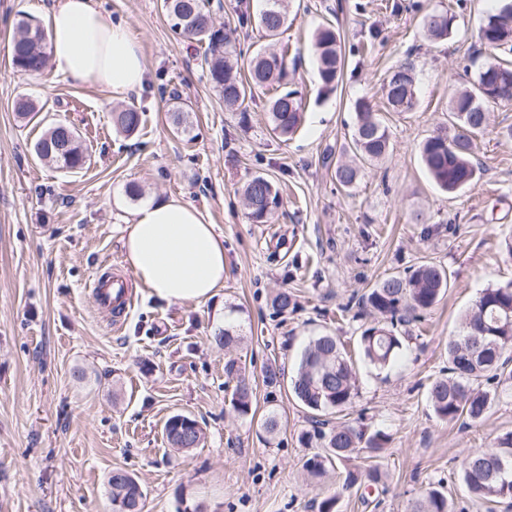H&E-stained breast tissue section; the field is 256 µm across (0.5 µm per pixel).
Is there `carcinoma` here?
<instances>
[{
	"mask_svg": "<svg viewBox=\"0 0 512 512\" xmlns=\"http://www.w3.org/2000/svg\"><path fill=\"white\" fill-rule=\"evenodd\" d=\"M161 8L173 22V29L205 45L203 62L213 88L224 107L238 110L247 120V110L259 91L275 89L269 101L270 130L288 138L302 122L301 97L285 87L288 80V49L253 53L247 76L241 71V55L232 45L230 30L214 22L201 0H162ZM288 21V0H265L256 14L241 15L239 26L257 25L265 37L275 42ZM454 17L448 11L432 10L421 18V30L432 41L446 40L453 30ZM478 39L484 49L512 51V0H496L482 18ZM318 74L324 90L337 89L342 76L341 37L332 25L319 28L313 36ZM12 64L22 75H38L47 67L49 54L46 33L21 20L11 39ZM417 70L411 60L392 68L384 78L382 96L391 112H410L418 102ZM512 104V59L498 56L481 64L470 85L455 89L448 100V125L438 128L421 145V159L434 182L449 194L473 183L479 175L475 161L478 137L485 131L489 113L485 103ZM356 122L350 142L336 158V183L344 189L357 185L366 166L386 158L390 147L389 127L367 100L355 101ZM114 125L123 133H135L142 116L134 108L112 113ZM36 156L75 173L90 162L88 149L80 144L76 128L58 121L35 144ZM249 218L267 223L283 204L278 184L255 175L243 186ZM448 271L438 265L422 264L403 273L385 277L358 299V313L378 314L381 320L364 329L358 344L364 361L378 370L394 364L411 340L409 326L431 310L448 288ZM295 295L280 290L273 306L280 314L295 310ZM512 283L482 290L466 311L459 334L448 341V367L428 388L434 414L443 422H482L491 412L499 394L512 390ZM224 374L235 381L229 409L238 417H254L253 389L241 359L226 357ZM356 371L344 345L329 333L313 337L301 353L292 392L321 424L317 436L305 433L306 444L320 440L325 452L304 462L311 476L327 468L346 464L367 449L379 453L389 436L350 423L330 424L326 416L348 410L357 394ZM168 444L178 450L199 447L203 430L186 415L170 416L164 424ZM462 480L476 501L512 504V431L496 439L488 448L470 452L463 461ZM382 472L375 465L346 471L347 489L366 491L380 484ZM113 512H144L145 495L128 472L115 469L108 478ZM411 512H454L448 495L436 487L418 499Z\"/></svg>",
	"mask_w": 512,
	"mask_h": 512,
	"instance_id": "carcinoma-1",
	"label": "carcinoma"
}]
</instances>
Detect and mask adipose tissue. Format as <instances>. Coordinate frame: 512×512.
<instances>
[{
  "instance_id": "obj_1",
  "label": "adipose tissue",
  "mask_w": 512,
  "mask_h": 512,
  "mask_svg": "<svg viewBox=\"0 0 512 512\" xmlns=\"http://www.w3.org/2000/svg\"><path fill=\"white\" fill-rule=\"evenodd\" d=\"M46 23L54 76L125 95L143 89L146 68L135 37L93 0H52ZM124 248L138 281L155 299L201 303L224 285L223 241L197 209L179 199L137 209Z\"/></svg>"
}]
</instances>
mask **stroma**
Here are the masks:
<instances>
[{"instance_id": "1", "label": "stroma", "mask_w": 512, "mask_h": 512, "mask_svg": "<svg viewBox=\"0 0 512 512\" xmlns=\"http://www.w3.org/2000/svg\"><path fill=\"white\" fill-rule=\"evenodd\" d=\"M136 35L146 65L137 95H110L46 73L23 76L9 40L19 19L44 25L51 0H0V512H112L107 479L122 468L140 483L146 512H177L180 501L205 512H315L339 494V512H410L429 487H443L456 512H506L470 499L461 479L470 449L512 431V396L470 427L440 421L427 400L430 381L448 366L447 345L481 290L512 281L503 244L512 236V105H489L479 140L480 175L466 189L441 191L420 146L448 122V94L469 84L478 56L476 31L491 0H289V78L302 96L304 121L290 139L268 125L266 94L249 123L226 111L201 66L203 48L178 35L160 0H94ZM216 24L234 26L242 56L265 40L241 29L237 16L260 0H204ZM455 16L448 40L421 32V9ZM341 35L345 59L336 91L322 88L311 44L324 24ZM414 52L418 103L384 112L388 157L366 167L354 190L338 188L323 163L352 133L354 102L382 110L385 74ZM25 94L39 114L17 117ZM180 103L186 123L174 131ZM142 114L131 135L112 112ZM62 120L90 146L89 166L69 173L40 161L33 146ZM254 174L283 189L272 222H251L242 187ZM143 198H178L198 209L224 240V286L204 303L149 297L126 259L123 239ZM423 263L445 267L449 287L421 322L402 359L378 374L356 361L358 395L349 421L365 420L390 441L377 459L386 476L374 497L342 491L344 470L307 476L303 463L318 444L301 436L315 426L293 396L290 380L309 338L324 332L354 347L373 324L340 308L393 272ZM109 272L134 295L116 316L96 304L90 283ZM283 288L297 296L293 313L272 306ZM231 330L246 364L258 414L275 411L276 436L232 415L233 387L216 337ZM284 376L266 386L268 365ZM196 419L199 448L178 452L163 434L168 417Z\"/></svg>"}]
</instances>
